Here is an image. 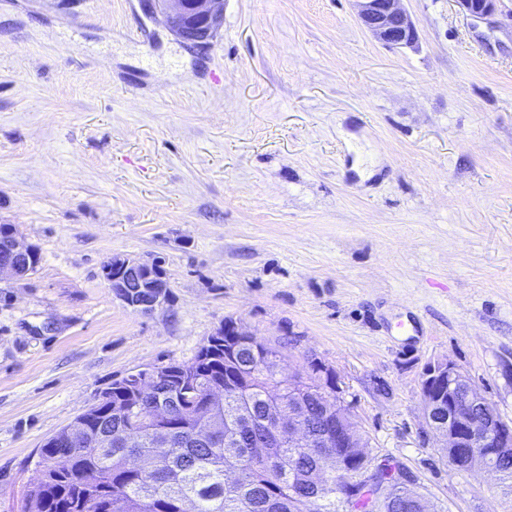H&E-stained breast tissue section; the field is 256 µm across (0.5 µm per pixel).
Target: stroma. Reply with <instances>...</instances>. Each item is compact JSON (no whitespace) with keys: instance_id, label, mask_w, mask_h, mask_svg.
<instances>
[{"instance_id":"stroma-1","label":"stroma","mask_w":512,"mask_h":512,"mask_svg":"<svg viewBox=\"0 0 512 512\" xmlns=\"http://www.w3.org/2000/svg\"><path fill=\"white\" fill-rule=\"evenodd\" d=\"M403 6L412 49L352 0H224L193 49L141 0H0V224L41 255L0 278V512L112 380L228 317L331 367L436 512H512L449 467L421 394L445 358L512 421V0ZM116 255L161 257L170 302L115 300Z\"/></svg>"}]
</instances>
